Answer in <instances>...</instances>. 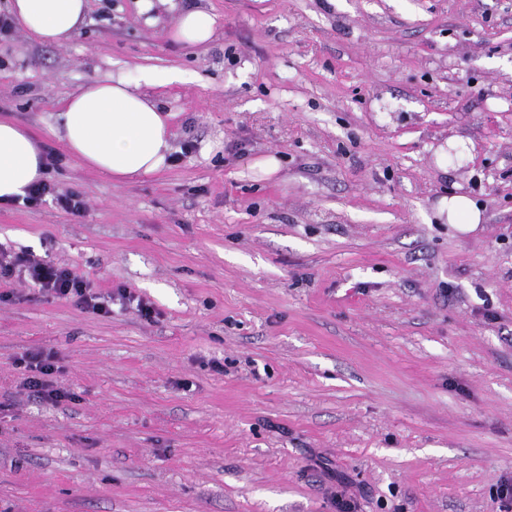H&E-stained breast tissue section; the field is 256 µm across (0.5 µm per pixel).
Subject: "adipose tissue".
I'll use <instances>...</instances> for the list:
<instances>
[{
  "instance_id": "1",
  "label": "adipose tissue",
  "mask_w": 512,
  "mask_h": 512,
  "mask_svg": "<svg viewBox=\"0 0 512 512\" xmlns=\"http://www.w3.org/2000/svg\"><path fill=\"white\" fill-rule=\"evenodd\" d=\"M88 0H8L15 22L46 44L70 41L87 14ZM215 17L193 8L180 11L169 37L186 47L210 42ZM53 130L84 166L126 183L160 173L171 152L170 113L134 90L125 76L106 75L69 96ZM43 151L33 135L0 117V201L23 198L45 175Z\"/></svg>"
}]
</instances>
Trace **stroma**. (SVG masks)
I'll list each match as a JSON object with an SVG mask.
<instances>
[{"label": "stroma", "instance_id": "1", "mask_svg": "<svg viewBox=\"0 0 512 512\" xmlns=\"http://www.w3.org/2000/svg\"><path fill=\"white\" fill-rule=\"evenodd\" d=\"M176 2L215 15L208 45L162 0L0 38V115L88 204H0V247L155 310L0 284V512H336L339 476L358 512H512V0ZM143 68L193 75L140 88L182 158L117 183L49 129ZM33 349L73 401L29 398ZM215 17L209 11L193 8L181 10L171 26L169 37L188 48L210 42L215 30ZM447 209L448 222L460 233H471L482 222V212L477 205L465 195H454L448 198L446 206L443 204L440 211Z\"/></svg>", "mask_w": 512, "mask_h": 512}]
</instances>
